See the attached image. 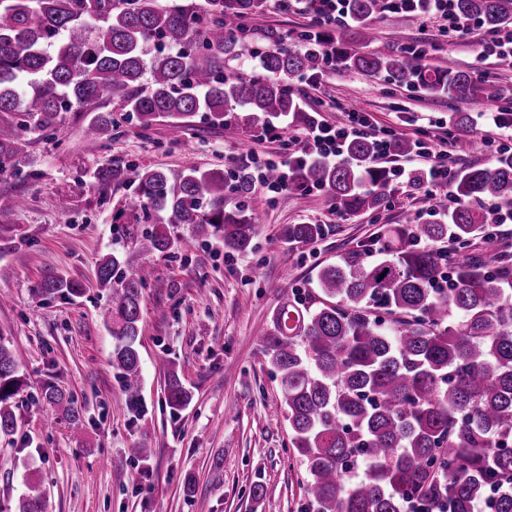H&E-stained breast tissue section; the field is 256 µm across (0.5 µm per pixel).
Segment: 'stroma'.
Instances as JSON below:
<instances>
[{
	"instance_id": "35a3bbf8",
	"label": "stroma",
	"mask_w": 512,
	"mask_h": 512,
	"mask_svg": "<svg viewBox=\"0 0 512 512\" xmlns=\"http://www.w3.org/2000/svg\"><path fill=\"white\" fill-rule=\"evenodd\" d=\"M421 20L388 14L375 24L370 51L396 55L420 35ZM248 39L266 30H308L309 15L272 8L247 16ZM478 36L427 44V66L454 61L462 70H488L476 97L430 96L406 82L361 72L322 70L315 84L294 80L301 107L330 125L350 112L402 138L439 146L454 136L451 166L492 164L481 136L490 113L512 110V60L484 66ZM470 117L459 126L457 113ZM112 136H85L86 117L61 115L55 138L27 135L32 177L0 176V334L22 357L25 386L17 398L21 428L0 439V512H17L28 485H40L46 512H298L307 474L292 448L288 423L277 413L279 391L260 337L281 294L313 290L321 265L338 260L385 227L432 222L425 189L390 183L376 210L336 212L322 191L294 187L280 194L254 189L247 215L261 231L251 251L225 257L210 241L191 252L147 256L136 244L143 232L129 208L138 190L101 186L99 168L139 164L160 170L200 168L235 173L251 153L282 154L280 142L236 115L212 123L190 118L180 139L166 123L138 129L113 109ZM290 224H320L325 234L307 250L288 244ZM119 252L128 269L151 265L142 290L139 353L141 411H127L112 365V335L101 312L105 293L95 286L101 257ZM85 284L84 295L38 299L31 286L46 273ZM176 371L191 395L179 410L165 400V379ZM52 383L73 395L84 428L72 433L55 410L36 401ZM152 455L141 460L136 450ZM194 479L184 494L185 479ZM261 495H254L255 484Z\"/></svg>"
}]
</instances>
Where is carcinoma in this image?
<instances>
[{
	"instance_id": "carcinoma-1",
	"label": "carcinoma",
	"mask_w": 512,
	"mask_h": 512,
	"mask_svg": "<svg viewBox=\"0 0 512 512\" xmlns=\"http://www.w3.org/2000/svg\"><path fill=\"white\" fill-rule=\"evenodd\" d=\"M349 22L336 30L335 46L270 30L265 46L249 49L242 19L262 0H0V175H27L23 133L56 137L62 112L77 109L89 120L85 135L111 136L113 103L141 129L169 121L182 136L200 112L221 119L245 112L256 123L285 117L309 121L293 94L296 76L336 68L408 80L429 95L466 99L479 91L474 73L448 64L430 68L407 55H379L349 47L375 39L374 21L389 13L388 0H347ZM456 15L488 30L512 27V0H452ZM258 59L251 75L224 72V58ZM343 160L319 161L296 171L298 186H323L345 215L382 204L389 172L376 162L375 141L357 138ZM101 183H131V209L153 228L141 235L147 254L189 250L219 238L224 252L252 247L255 218L229 194L252 193L244 174L189 168L164 171L135 165L102 168ZM456 205L433 198L439 221L388 227L374 239L384 258L368 248L322 266L317 295L282 296L262 335L278 382L279 410L290 442L308 475L301 512H473L492 497L494 512H512V263L496 251L467 252L484 234L481 205L512 210V152L489 167L453 174ZM168 224L189 228L175 238ZM324 234L320 224H290L287 241L307 247ZM451 240L450 250L431 244ZM152 270L125 268L117 253L96 272L107 291L103 314L112 334V366L120 371L126 407L137 411L142 368L141 295ZM84 285L49 273L35 297L74 299ZM22 360L0 335V437L18 431L16 397L23 391ZM166 400L175 410L189 393L169 372ZM36 404L61 412L74 432L82 429L74 399L53 384ZM44 493L28 486L18 512H44Z\"/></svg>"
}]
</instances>
